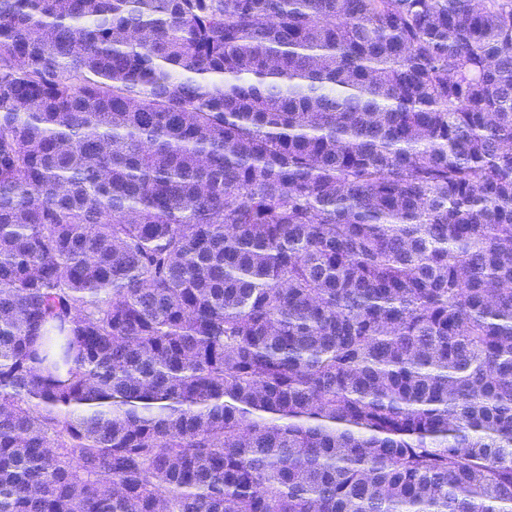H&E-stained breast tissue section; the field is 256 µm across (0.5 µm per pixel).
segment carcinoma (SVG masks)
<instances>
[{
    "mask_svg": "<svg viewBox=\"0 0 512 512\" xmlns=\"http://www.w3.org/2000/svg\"><path fill=\"white\" fill-rule=\"evenodd\" d=\"M0 512H512V0H0Z\"/></svg>",
    "mask_w": 512,
    "mask_h": 512,
    "instance_id": "cac0c4a2",
    "label": "carcinoma"
}]
</instances>
